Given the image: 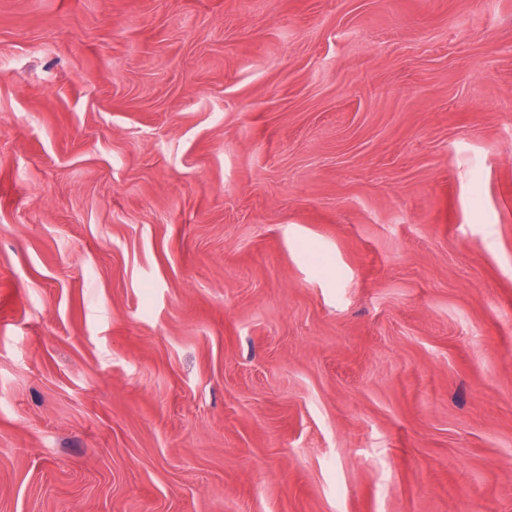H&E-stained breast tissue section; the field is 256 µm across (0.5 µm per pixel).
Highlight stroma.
I'll return each instance as SVG.
<instances>
[{
	"instance_id": "obj_1",
	"label": "stroma",
	"mask_w": 512,
	"mask_h": 512,
	"mask_svg": "<svg viewBox=\"0 0 512 512\" xmlns=\"http://www.w3.org/2000/svg\"><path fill=\"white\" fill-rule=\"evenodd\" d=\"M0 512H512V0H0Z\"/></svg>"
}]
</instances>
